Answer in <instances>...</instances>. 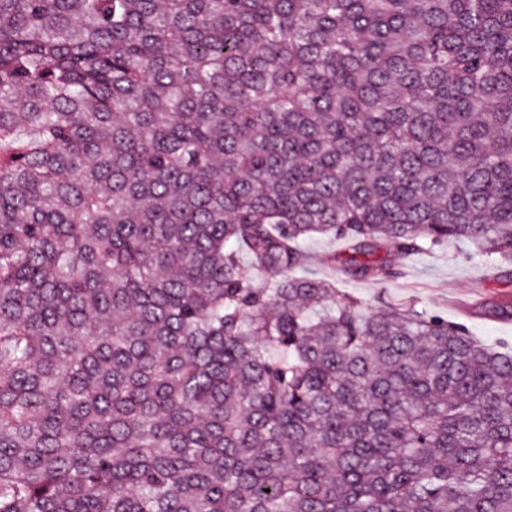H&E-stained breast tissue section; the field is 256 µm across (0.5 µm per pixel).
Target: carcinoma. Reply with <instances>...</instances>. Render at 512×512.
<instances>
[{"mask_svg": "<svg viewBox=\"0 0 512 512\" xmlns=\"http://www.w3.org/2000/svg\"><path fill=\"white\" fill-rule=\"evenodd\" d=\"M321 237L512 263V0H0V512H512V349Z\"/></svg>", "mask_w": 512, "mask_h": 512, "instance_id": "obj_1", "label": "carcinoma"}]
</instances>
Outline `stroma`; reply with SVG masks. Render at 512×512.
I'll return each mask as SVG.
<instances>
[{"label": "stroma", "instance_id": "35a3bbf8", "mask_svg": "<svg viewBox=\"0 0 512 512\" xmlns=\"http://www.w3.org/2000/svg\"><path fill=\"white\" fill-rule=\"evenodd\" d=\"M336 286L375 307L381 300L414 301L453 322L465 323L488 346L512 343V319L477 316L482 302H512V270L492 269L470 258L467 247L442 248L402 259L398 278L379 282L337 277Z\"/></svg>", "mask_w": 512, "mask_h": 512}]
</instances>
